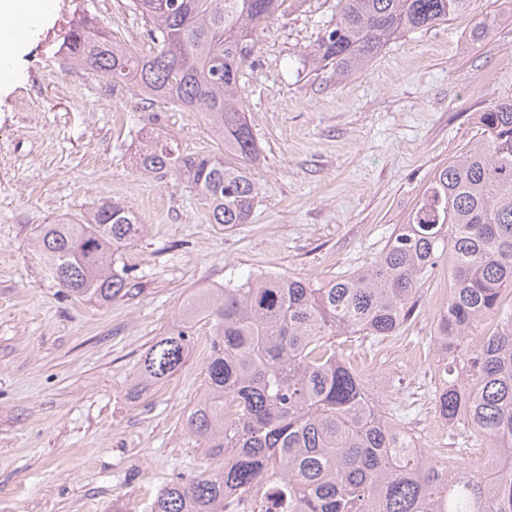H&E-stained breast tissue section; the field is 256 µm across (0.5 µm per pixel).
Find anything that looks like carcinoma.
<instances>
[{"label":"carcinoma","instance_id":"carcinoma-1","mask_svg":"<svg viewBox=\"0 0 512 512\" xmlns=\"http://www.w3.org/2000/svg\"><path fill=\"white\" fill-rule=\"evenodd\" d=\"M287 0H135L154 50L140 55L86 17L72 23L65 59L112 82L200 113L219 149L142 140L137 166L172 175L205 200L213 223L246 224L261 149L239 77L249 43ZM473 0H338L336 21L301 66L343 80L393 40L466 13ZM142 224L102 200L82 219L40 227L32 244L67 297L108 306L133 284L122 250ZM448 259V301L432 340L442 357L435 409L448 438L485 449L482 462L442 469L409 451L387 395L375 403L339 337L397 335L424 278ZM488 336H470L482 321ZM208 327L205 387L185 429L210 465L174 480L151 512H224L268 471L292 512H512V98L479 113L460 156L436 169L404 223L364 269L322 284L277 274L199 288L175 324L140 356L136 381L169 379Z\"/></svg>","mask_w":512,"mask_h":512}]
</instances>
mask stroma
Masks as SVG:
<instances>
[{"instance_id":"obj_1","label":"stroma","mask_w":512,"mask_h":512,"mask_svg":"<svg viewBox=\"0 0 512 512\" xmlns=\"http://www.w3.org/2000/svg\"><path fill=\"white\" fill-rule=\"evenodd\" d=\"M484 41L468 34L487 14ZM110 24L133 51L152 43L134 0H52L48 21L0 89V512H150L158 492L197 474L204 459L184 429L204 388L207 329L162 384H135L142 352L177 320L187 296L252 274L321 283L365 268L403 223L434 170L460 155L479 112L512 97V0H474L462 16L390 42L361 71L299 67L336 19V0H299L252 43L239 94L262 149L249 223L225 230L174 176L142 173V133L216 151L200 115L140 89L65 68L73 21ZM112 198L138 215L123 252L130 295L98 307L64 297L30 245L38 225ZM448 285L440 263L420 286L412 319L380 349L357 340L370 388L394 385L402 426L429 428L454 449L431 399L426 344Z\"/></svg>"}]
</instances>
